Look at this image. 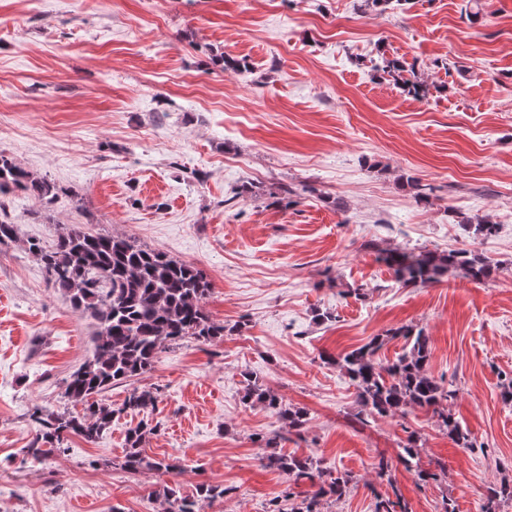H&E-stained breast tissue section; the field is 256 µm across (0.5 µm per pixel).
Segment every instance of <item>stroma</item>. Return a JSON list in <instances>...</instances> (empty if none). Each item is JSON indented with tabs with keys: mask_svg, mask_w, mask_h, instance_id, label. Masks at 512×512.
Segmentation results:
<instances>
[{
	"mask_svg": "<svg viewBox=\"0 0 512 512\" xmlns=\"http://www.w3.org/2000/svg\"><path fill=\"white\" fill-rule=\"evenodd\" d=\"M359 2L0 0V151L60 189L47 206L20 191L0 201L18 226L0 244V512H160L172 482L187 496L229 487L206 512H267L286 483L262 467L258 438L282 423L243 404L250 374L309 413L283 452L353 476L322 512H373L374 492L392 484L411 512H442L447 497L481 512L512 476V404L500 396L512 372V0ZM221 53L250 70L213 66ZM377 53L445 92L417 100L375 78L366 59ZM403 174L431 187L429 203ZM247 180L263 195L240 194ZM282 186L301 190L297 204L271 205ZM458 210L492 215L496 235L469 236ZM72 226L196 266L225 332L163 349L151 372L102 393L117 409L102 438L70 437L38 465L25 453L30 415L70 408L65 382L91 357L97 325L49 287L25 244ZM464 244L498 264L495 278L406 288L376 259ZM405 324L430 336V370L456 389L451 410L476 449L456 447L425 410L362 423L353 383L323 361ZM136 388L156 393L153 411H122ZM142 421L145 455L182 460L180 475L122 469ZM410 432L423 467L444 465L441 483L397 464Z\"/></svg>",
	"mask_w": 512,
	"mask_h": 512,
	"instance_id": "stroma-1",
	"label": "stroma"
}]
</instances>
